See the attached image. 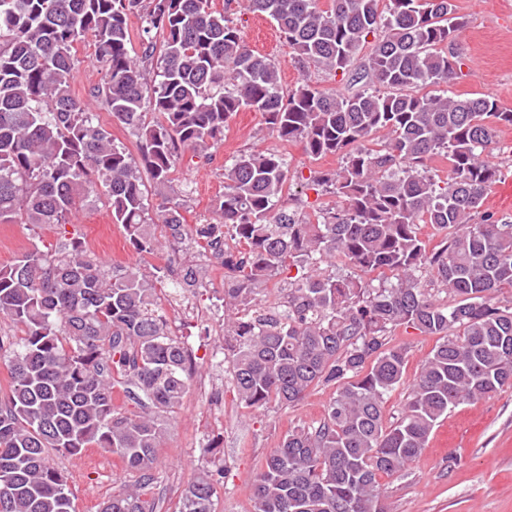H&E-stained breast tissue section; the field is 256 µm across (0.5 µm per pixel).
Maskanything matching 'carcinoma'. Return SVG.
Segmentation results:
<instances>
[{
    "label": "carcinoma",
    "instance_id": "carcinoma-1",
    "mask_svg": "<svg viewBox=\"0 0 512 512\" xmlns=\"http://www.w3.org/2000/svg\"><path fill=\"white\" fill-rule=\"evenodd\" d=\"M240 8L0 0V224H65L101 186L135 250L221 259L224 363L240 403L289 406L336 387L318 425L288 431L266 457L252 512H388L379 475L405 471L448 411L512 385V303L495 302L512 289V219L483 209L500 178L484 154L512 110L444 88L463 65L456 0H331L326 9L320 0H247L276 23L300 68L361 85L349 95L308 82L283 89L275 62L242 40ZM89 36L105 75L91 96L136 137L137 159L71 93L76 46ZM244 109L261 113L275 139L340 157L304 184L336 203L286 205L283 154L248 148L224 166L216 221L187 224L178 203L150 217L142 171L165 188L181 149L211 162ZM436 157L448 161L443 176L430 166ZM424 224L444 232L432 249ZM339 264L352 271L336 272ZM293 269L277 301L262 302L267 283ZM422 271L436 291L421 286ZM165 278L158 268L109 267L75 241L35 246L0 267V314L21 332L0 337L10 377L0 399V512H76L49 451L87 448L137 475L98 512H155L148 495L165 415L196 370L168 327L156 288ZM208 282L209 265L191 260L169 279L180 297ZM402 326L438 341L388 424L384 399L407 358L388 337ZM119 393L146 408L127 412ZM222 478V466L202 471L175 512H215Z\"/></svg>",
    "mask_w": 512,
    "mask_h": 512
}]
</instances>
